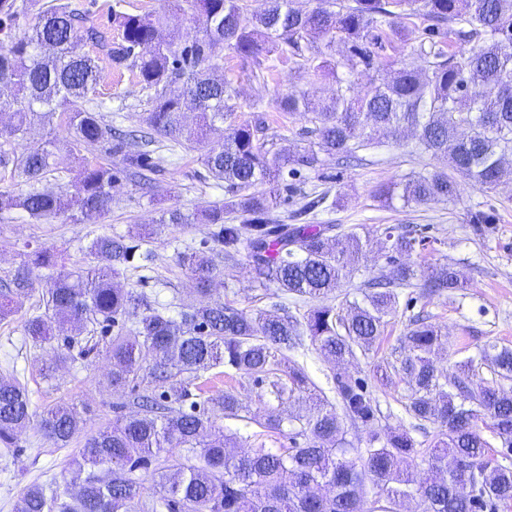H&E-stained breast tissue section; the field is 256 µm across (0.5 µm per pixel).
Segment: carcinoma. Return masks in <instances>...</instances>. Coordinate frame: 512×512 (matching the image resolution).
I'll use <instances>...</instances> for the list:
<instances>
[{
	"label": "carcinoma",
	"instance_id": "cac0c4a2",
	"mask_svg": "<svg viewBox=\"0 0 512 512\" xmlns=\"http://www.w3.org/2000/svg\"><path fill=\"white\" fill-rule=\"evenodd\" d=\"M175 10L200 27L183 41L166 30L164 12L129 14L110 5L118 39L110 41L87 12L66 4L29 12L28 0H0V164H12L27 189L0 192V212L20 209L36 221L101 213L112 204V184L125 175L149 181L164 158L134 140L112 133L90 94L99 79L100 55L116 69L136 72L149 109L144 124L151 135L185 150H205L208 175L224 182L230 198L203 218L172 208L161 224L207 225L215 253L193 249L179 260L196 284V301L173 317L152 307L147 295L121 288L117 279L130 268L146 269L154 255L142 249L148 236L98 235L85 247L92 261L65 269L50 247L23 253L0 290V321L14 316L20 299L41 289L45 312L24 317V334L34 342L52 339L55 324L77 332L41 364L46 378L59 365L97 350L96 326L116 328L105 348L109 378L116 391L134 395L133 414L87 438L69 464L70 479L33 485L20 497L17 512H401L417 500L421 512H499L512 502V348L487 342L479 358L458 365L448 379L435 365L439 326L416 319L400 339L401 358L392 369L407 385L406 410L437 426L428 449L407 430L384 436L373 429L378 403L360 378L334 376L339 404L318 396L304 369L283 350L302 344L343 363L367 355L382 336L387 316L396 312L400 290L419 288V296L463 294L468 288L447 264L415 268L400 260L423 240L412 231L387 227L380 237L387 251L384 273L364 282L363 300L336 305V291L354 273L370 233L315 223L329 195L318 194L293 212L286 223L278 211L281 195L296 193L297 178L316 169L323 158L353 156L373 145L382 129L395 138L416 136L418 149L445 158L448 170L380 185L376 197L409 205L454 199L458 179L489 191L512 171V0H331L302 12L291 0H261L252 22L242 21L243 0H171ZM420 16L427 26L432 58L425 71L384 62L383 26L403 16ZM25 24H20V21ZM462 28L453 29L451 25ZM346 54L335 60L336 45ZM92 45L95 56L83 51ZM262 66L272 54L302 61L315 75L346 69L336 77V93L322 100L304 91L274 95L278 112L309 117L313 128L293 150L274 149L264 114L237 122L224 138V122L236 118L235 90L215 72L224 66V48ZM393 68L391 79L357 87L360 70ZM198 110L195 126L183 123V104ZM61 113L74 148L94 150L120 162L86 160L78 173L80 190L69 194L43 186L58 169L55 140L17 157L4 146L24 137L28 127ZM268 186L254 191L258 186ZM236 262L246 255L254 281L314 302L302 318L267 311L247 313L211 299L221 273L213 255ZM134 314L130 326L123 317ZM85 342L77 354L74 345ZM494 379L474 382L482 366ZM223 366L265 387L259 398L280 404L296 400L304 414L282 417L273 408L259 425L282 430L299 423L305 444L274 452L250 448L226 450L224 435L212 437L217 417L242 418L245 397L234 390L202 396L200 372ZM125 403L117 408L129 406ZM369 429V448L350 457L353 442L344 423ZM489 428L504 451L494 454L480 425ZM35 425L58 446L78 430L74 408L56 404L38 415L25 385L0 379V447H17L19 434ZM164 457L159 484L146 485L137 471ZM427 465L420 475L419 463ZM466 475L478 487L470 500L458 498V479Z\"/></svg>",
	"mask_w": 512,
	"mask_h": 512
}]
</instances>
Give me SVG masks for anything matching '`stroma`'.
<instances>
[{
	"instance_id": "stroma-1",
	"label": "stroma",
	"mask_w": 512,
	"mask_h": 512,
	"mask_svg": "<svg viewBox=\"0 0 512 512\" xmlns=\"http://www.w3.org/2000/svg\"><path fill=\"white\" fill-rule=\"evenodd\" d=\"M400 25L406 31V41L387 43L383 57L418 69L427 68L428 59L422 51L427 43L425 21L410 16L401 19ZM269 63V68L261 69L232 52H225L222 74L237 91L238 119L250 118L259 96L268 89L281 95L303 90L316 98L330 97L336 91L333 77H313L307 69L275 56ZM93 98L104 123L125 130L142 129V114L147 104L132 71L103 65ZM51 137L58 139L61 152L59 168L49 176V184L76 193L77 171L86 153L71 150L61 116L32 126L11 149L18 155L26 153ZM414 146V139L409 137L396 140L377 135L373 147L363 150L362 162L346 165L326 159L317 169L306 172L301 188L312 195L326 192L336 199L335 209L318 214V223L358 227L369 231L372 238L351 280L338 290V301L361 299L363 281L379 275L385 267L386 253L377 239L387 227L410 224L427 228L429 242L409 256V263L415 266L448 263L470 282L465 295L455 300L433 296L417 298L409 306L398 307L373 351L358 356L345 367L348 375L367 381L381 411L376 425L378 432L403 428L428 445L436 435L435 425L412 418L406 410L404 382L395 374L380 378L376 367L398 360L400 339L411 318L418 315L428 317L447 334L445 352L437 360L438 367L447 375L455 374L456 362L478 357L486 342L512 347V180L504 179L492 192L465 187L462 199L457 202L420 206L398 200L390 205L380 202L374 196L376 186L444 169V160L415 152ZM158 152L165 162L152 187L119 180L112 188L110 210L85 217L82 223L73 224L60 218L39 223L20 210L0 214V274L13 269L18 253L28 243L62 252L66 265L70 266L83 260L84 246L97 235H124L135 225L156 223L163 209L172 206L202 212L224 202V185L208 177L200 152L172 157L163 145ZM476 212L491 215V223H472L471 216ZM206 232L203 224L165 226L146 242L155 255L152 267L144 273L127 271L124 286L147 293L156 308L176 315L180 305L192 303L195 298L194 282L180 265L178 254L184 245H199ZM213 297L247 312L268 310L279 302L298 307L302 312L309 307L308 302L276 288L259 286L244 259L216 277ZM42 309L41 294L36 291L24 299L19 315L0 322V378H16L25 383L37 410L59 402L74 404L80 428L66 446L59 447L31 427L20 435L17 448L8 453L0 451V512H16L26 487L63 478L85 439L110 425L115 417L113 404L125 399L124 393L113 391L107 379V362L98 354L63 367L53 378L41 375L40 351L24 336L21 317ZM286 356L304 367L310 381L330 402H337L333 363L308 347L287 351ZM200 383L208 392L232 387L250 393L247 404L250 420L220 421L225 435L236 436L243 448L261 445L277 451L293 447L294 441L288 434L258 426L257 421L266 414L268 403L258 399L259 388L251 380L243 376L231 378L213 369L204 373Z\"/></svg>"
}]
</instances>
